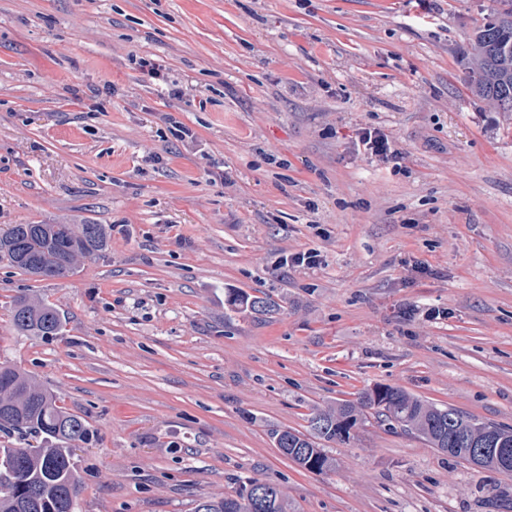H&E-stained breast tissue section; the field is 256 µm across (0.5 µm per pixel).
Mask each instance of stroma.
I'll return each mask as SVG.
<instances>
[{"label":"stroma","instance_id":"stroma-1","mask_svg":"<svg viewBox=\"0 0 512 512\" xmlns=\"http://www.w3.org/2000/svg\"><path fill=\"white\" fill-rule=\"evenodd\" d=\"M493 6L0 0V232L115 227L65 277L0 261V363L89 429L77 512H191L252 478L288 512H512V476L371 416L323 474L272 438L377 385L512 428V114L466 52ZM21 294L62 332L19 333ZM359 142L365 151L387 162L392 157L394 151L391 150L389 135L376 128H361L359 132Z\"/></svg>","mask_w":512,"mask_h":512}]
</instances>
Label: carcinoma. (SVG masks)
Listing matches in <instances>:
<instances>
[{
	"instance_id": "carcinoma-1",
	"label": "carcinoma",
	"mask_w": 512,
	"mask_h": 512,
	"mask_svg": "<svg viewBox=\"0 0 512 512\" xmlns=\"http://www.w3.org/2000/svg\"><path fill=\"white\" fill-rule=\"evenodd\" d=\"M467 52L474 62L470 89L500 112H512V0H498V8L474 34ZM110 239L105 224H12L0 234V261L41 279L64 277L75 272L79 259L105 250ZM228 308L247 306L267 311L270 303L257 296L230 292ZM14 327L32 336H56L62 319L54 307L26 296L15 299ZM422 437L431 447L451 457L472 462L475 451L490 440L512 448V429L477 422L461 411L438 406L405 390L376 385L353 401L315 410L309 433L284 429L273 434L285 456L301 468L322 474L335 460L320 447V441L347 442L366 413ZM0 432L44 437L45 446L0 448V512H76L80 480L72 458V445L87 438L80 416L57 405L56 397L27 372L0 364ZM512 475L495 455L478 464ZM259 488L271 489L270 497L258 501ZM193 512H288L280 488L250 479L235 494L222 498L200 497Z\"/></svg>"
}]
</instances>
